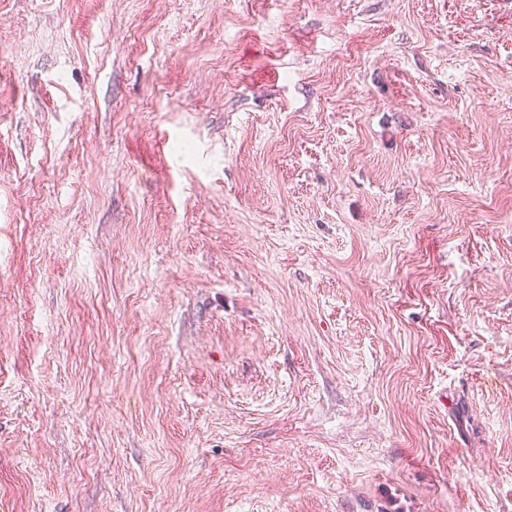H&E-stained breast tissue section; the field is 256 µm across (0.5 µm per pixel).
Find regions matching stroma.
Instances as JSON below:
<instances>
[{
  "instance_id": "1",
  "label": "stroma",
  "mask_w": 512,
  "mask_h": 512,
  "mask_svg": "<svg viewBox=\"0 0 512 512\" xmlns=\"http://www.w3.org/2000/svg\"><path fill=\"white\" fill-rule=\"evenodd\" d=\"M0 512H512V0H0Z\"/></svg>"
}]
</instances>
